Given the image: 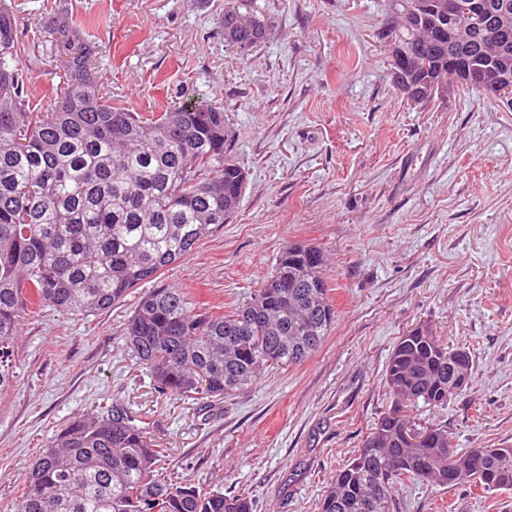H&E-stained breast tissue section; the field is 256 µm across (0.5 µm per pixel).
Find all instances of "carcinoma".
Returning <instances> with one entry per match:
<instances>
[{
    "label": "carcinoma",
    "instance_id": "carcinoma-1",
    "mask_svg": "<svg viewBox=\"0 0 512 512\" xmlns=\"http://www.w3.org/2000/svg\"><path fill=\"white\" fill-rule=\"evenodd\" d=\"M433 0H401L419 20L406 71L418 83L448 73L453 58L485 50L478 31L440 39ZM224 42L248 52L268 36L265 20L224 4ZM68 56L54 105L30 111L17 20L0 0V394L16 379L20 314L31 304L83 319L156 280L239 208L246 172L229 156L224 106L213 100L149 116L115 107L97 80L93 47L63 12L52 21ZM324 251L289 243L250 300L215 315L160 284L138 299L126 328L132 356L160 395L216 402L252 385L267 368L305 361L336 322ZM469 349L448 348L430 326L401 336L384 386L391 408L336 473L319 512H395L404 480L453 487L450 474L489 491H512V445L456 452L448 427L400 438L422 403L442 407L471 381ZM163 449L126 407L103 403L57 431L29 471L15 512H253L251 501L188 480L161 477Z\"/></svg>",
    "mask_w": 512,
    "mask_h": 512
}]
</instances>
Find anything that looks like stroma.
Listing matches in <instances>:
<instances>
[{"mask_svg":"<svg viewBox=\"0 0 512 512\" xmlns=\"http://www.w3.org/2000/svg\"><path fill=\"white\" fill-rule=\"evenodd\" d=\"M27 50L30 106L63 76L50 26L90 21L84 39L112 102L163 112L223 103L230 156L248 174L234 216L164 279L226 313L248 301L290 241L321 247L336 322L301 365L265 370L206 406L158 395L126 347L141 289L79 319L33 306L21 318L17 380L0 394V512L39 448L69 419L122 401L166 448L163 474L240 493L254 512H318L324 491L391 407L394 344L421 322L474 361L447 406H418L455 448L512 444V109L451 90L420 105L392 83V0H240L269 36L224 43V0H7ZM396 512H512V494L466 484H397Z\"/></svg>","mask_w":512,"mask_h":512,"instance_id":"35a3bbf8","label":"stroma"}]
</instances>
